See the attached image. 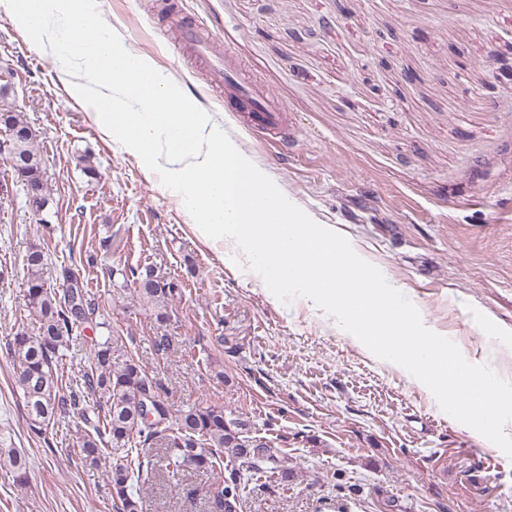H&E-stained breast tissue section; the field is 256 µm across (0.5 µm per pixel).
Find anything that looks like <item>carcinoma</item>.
Listing matches in <instances>:
<instances>
[{"label":"carcinoma","instance_id":"cac0c4a2","mask_svg":"<svg viewBox=\"0 0 512 512\" xmlns=\"http://www.w3.org/2000/svg\"><path fill=\"white\" fill-rule=\"evenodd\" d=\"M0 125L4 131L25 132L24 151L29 163L18 178L30 184H43L46 171L42 156L34 149L37 130L14 99L0 98ZM48 254L32 247L24 257L27 270L28 307L39 319V333L29 335L19 329L9 342V353L16 369L15 384L24 400L30 431L40 436L61 413L79 411L87 429L81 437L84 463L94 467L101 457L112 455L108 478L117 512H143L141 484L156 472L153 451L163 449L165 473L176 476L184 471H213L220 454L237 461L228 472H219L206 491L208 512H237L240 490L251 471L267 468L281 480L293 477L272 448L250 436L249 420L227 411L222 405H187L175 416L152 378L133 355L116 349L119 337L107 334L91 339L88 364L83 367L82 383L69 393L63 392L59 360L77 337L76 326L91 321L100 309L78 279L67 277L65 288L51 287L44 273ZM123 278H133L140 297L164 307L178 294V284L160 276L147 265L120 271ZM94 397L92 409L103 415H89L87 398ZM10 467L17 484L28 482L25 456L0 437V465Z\"/></svg>","mask_w":512,"mask_h":512}]
</instances>
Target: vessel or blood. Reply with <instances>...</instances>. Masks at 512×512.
I'll use <instances>...</instances> for the list:
<instances>
[{"mask_svg":"<svg viewBox=\"0 0 512 512\" xmlns=\"http://www.w3.org/2000/svg\"><path fill=\"white\" fill-rule=\"evenodd\" d=\"M178 44L189 46L203 61L212 90L223 97L224 107L234 112L252 132L286 148L289 135L287 107L267 89L247 77L240 63L218 49L203 35V24L193 15L170 17Z\"/></svg>","mask_w":512,"mask_h":512,"instance_id":"vessel-or-blood-1","label":"vessel or blood"}]
</instances>
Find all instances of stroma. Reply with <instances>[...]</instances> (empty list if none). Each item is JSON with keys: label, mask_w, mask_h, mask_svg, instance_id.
<instances>
[{"label": "stroma", "mask_w": 512, "mask_h": 512, "mask_svg": "<svg viewBox=\"0 0 512 512\" xmlns=\"http://www.w3.org/2000/svg\"><path fill=\"white\" fill-rule=\"evenodd\" d=\"M133 52L165 67L289 198L343 234L467 361L512 383V0H101ZM204 17L294 124L281 154L241 127L177 48L166 13ZM36 128L51 201L37 224L0 191V433L29 460L0 468V512H115L104 468L82 462L78 413L31 433L8 342L37 334L22 258L84 281L171 409L249 419L291 481L259 471L238 512H512V457L446 414L405 371L285 304L192 232L179 196L101 132L50 51L0 16V66ZM92 156L97 178L81 170ZM154 266L180 292L157 321L118 268ZM208 472L157 477L143 512H207Z\"/></svg>", "instance_id": "obj_1"}]
</instances>
